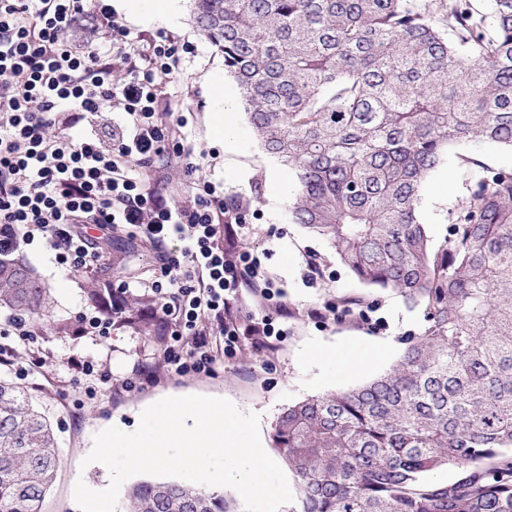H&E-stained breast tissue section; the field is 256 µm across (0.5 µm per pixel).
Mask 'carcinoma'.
I'll list each match as a JSON object with an SVG mask.
<instances>
[{
	"label": "carcinoma",
	"instance_id": "cac0c4a2",
	"mask_svg": "<svg viewBox=\"0 0 512 512\" xmlns=\"http://www.w3.org/2000/svg\"><path fill=\"white\" fill-rule=\"evenodd\" d=\"M264 150L294 171L291 218L361 283L401 294L427 327L366 384L288 407L271 444L299 512H512V0H193ZM466 191L443 244L420 212L443 160ZM84 300L114 311L112 283ZM142 297L124 323L160 341ZM67 336L50 289L0 252V310ZM58 439L26 390L0 376V512H42ZM456 467L436 484L430 475ZM124 512H239L222 491L143 479Z\"/></svg>",
	"mask_w": 512,
	"mask_h": 512
}]
</instances>
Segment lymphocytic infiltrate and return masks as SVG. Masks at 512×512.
<instances>
[{
  "mask_svg": "<svg viewBox=\"0 0 512 512\" xmlns=\"http://www.w3.org/2000/svg\"><path fill=\"white\" fill-rule=\"evenodd\" d=\"M86 14L85 0H0V249L39 239L77 272L100 255L75 225L120 226L153 245L159 262L148 287L164 340L156 363L134 362L124 391L155 380L162 367L212 374L244 338L253 349H276L283 331L275 323L292 310L262 256L239 237L250 197L205 183L185 206L131 175L161 157L196 169L193 147L176 138L187 119L164 95L181 65L179 45L165 36L141 43L103 7L94 12L103 47L63 43L61 32ZM112 53L129 63L118 80ZM111 111L117 120L105 121ZM79 126L82 136H70ZM253 305L258 321L241 326Z\"/></svg>",
  "mask_w": 512,
  "mask_h": 512,
  "instance_id": "obj_1",
  "label": "lymphocytic infiltrate"
}]
</instances>
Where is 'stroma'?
<instances>
[{"instance_id": "stroma-1", "label": "stroma", "mask_w": 512, "mask_h": 512, "mask_svg": "<svg viewBox=\"0 0 512 512\" xmlns=\"http://www.w3.org/2000/svg\"><path fill=\"white\" fill-rule=\"evenodd\" d=\"M116 17L144 39L165 35L179 43H190L180 71L169 91L187 118L184 132L194 149L197 169L186 170L177 163H157L152 178L162 179L168 190L191 199L198 185L209 181L228 191L250 194L254 214L246 231L247 243L267 252L266 265L278 287L285 292L295 318L284 323L276 352L266 354L243 350L224 359L207 376H176L160 372L143 389L112 397H90L88 389L100 383L83 376L67 364L70 355L106 365L113 379L126 376L139 359L155 361L158 343L140 336L122 323H115L111 336H59L47 326L35 324L36 340L29 349L14 351V340L0 335V370L12 360L44 367L23 384L34 402L53 422L59 441L60 466L47 494L45 512H80L74 499L76 481L88 487L108 486L110 475L104 465H84L95 434L113 425L132 432L141 412L167 396L204 394L232 401L241 411L261 416L260 433L269 438L277 417L289 406L330 392L362 385L389 371L398 361L410 335L424 332L422 309L405 304L391 290L365 287L353 277L323 239L310 234L289 219L288 203L294 176L280 160L264 151L243 109L233 78L224 69L223 55L201 36L193 20V0H167L164 12L139 14L116 10ZM232 114H225V107ZM231 120L235 149H227L219 126ZM463 170L441 165L428 180L421 196V215L435 244H442L448 227V211L464 190ZM21 252L54 297L55 316L77 323L90 308L82 288L95 278L120 284L111 261L70 273L55 262L52 251L40 240L22 246ZM316 257L325 277L317 285L305 280L306 260ZM363 298L370 317L361 323L345 316L346 298ZM334 307L335 316L319 323L307 318L315 305Z\"/></svg>"}]
</instances>
